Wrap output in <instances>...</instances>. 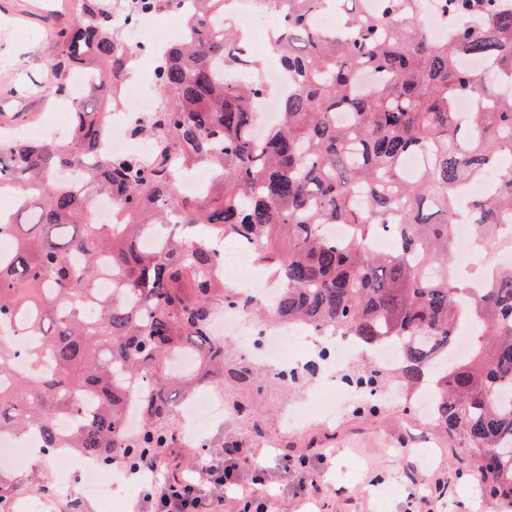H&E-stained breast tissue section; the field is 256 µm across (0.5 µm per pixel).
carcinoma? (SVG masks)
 <instances>
[{"mask_svg": "<svg viewBox=\"0 0 512 512\" xmlns=\"http://www.w3.org/2000/svg\"><path fill=\"white\" fill-rule=\"evenodd\" d=\"M137 12L167 11L177 0H133ZM190 37L175 40L158 62L155 110L134 119L130 135L167 151L152 164L99 150L109 108L133 56L118 47V10L106 0H82L74 21L57 33L61 57L48 87L68 96L72 73L94 75L74 106V133L64 141L0 139V195L16 198L17 212L34 209L33 224L0 220L15 239L0 259V432L37 429L43 456L67 451L93 456L122 474L142 456L171 447L172 393L196 385L232 383L260 393L256 366L228 354L210 328L221 307L277 322L334 329L371 352L399 348L397 372L416 389L432 387V422L457 437L477 466L484 493L512 501V269L485 268L464 276L452 260L455 203L470 182L496 172L491 191L474 201V233L492 252L498 217L512 211V92L485 86L462 56H483L512 80V8L498 0H442L460 22L446 40L425 37L418 0H380L368 13L363 0H270L282 14L274 34L288 91L278 123L258 136L254 104L266 93L258 80L224 82V70L250 63L241 54L247 27L228 29L226 0H195ZM344 12L341 29L315 25L330 5ZM475 100L465 122L459 98ZM345 111L346 124L336 122ZM421 160L411 174L406 162ZM197 167L213 173L199 195L185 197L180 181ZM112 196L116 215L100 224L92 210ZM166 237L152 249L138 242L149 225ZM325 224H346L335 242ZM249 240L281 283L274 308L240 298L209 271L217 254L208 239L188 241L186 229ZM393 235L384 254L369 248ZM433 266L439 276L425 275ZM112 272L119 293L96 301L99 268ZM474 336L454 357L456 329ZM192 351L189 374L170 370ZM389 377L374 368L355 382L379 387ZM144 383L143 427L125 431V393ZM96 402L82 421V401ZM233 413L257 417L248 399L231 398ZM76 425L62 433L57 423Z\"/></svg>", "mask_w": 512, "mask_h": 512, "instance_id": "1", "label": "carcinoma"}]
</instances>
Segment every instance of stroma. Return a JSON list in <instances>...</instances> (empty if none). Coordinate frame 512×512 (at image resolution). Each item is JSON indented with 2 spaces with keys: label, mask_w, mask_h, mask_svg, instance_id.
<instances>
[{
  "label": "stroma",
  "mask_w": 512,
  "mask_h": 512,
  "mask_svg": "<svg viewBox=\"0 0 512 512\" xmlns=\"http://www.w3.org/2000/svg\"><path fill=\"white\" fill-rule=\"evenodd\" d=\"M76 13L77 0H0V129L44 126L55 110L45 90L49 67L62 51L55 33ZM313 392L310 378L286 389L267 386L252 397L257 425L231 414L206 437L213 449L228 441L248 448L241 479H250L255 463L266 466L268 512H425L421 497L439 472L446 485L434 512H512V504L484 495L472 466L459 462L458 443L428 427L409 396L372 410L355 399L341 404L335 422L312 417L286 425L287 409ZM264 435L276 439L274 450L258 446ZM319 448L325 461L303 472L295 468V461L312 458ZM284 454L292 468L277 466ZM303 479L316 485L313 496H296Z\"/></svg>",
  "instance_id": "35a3bbf8"
}]
</instances>
